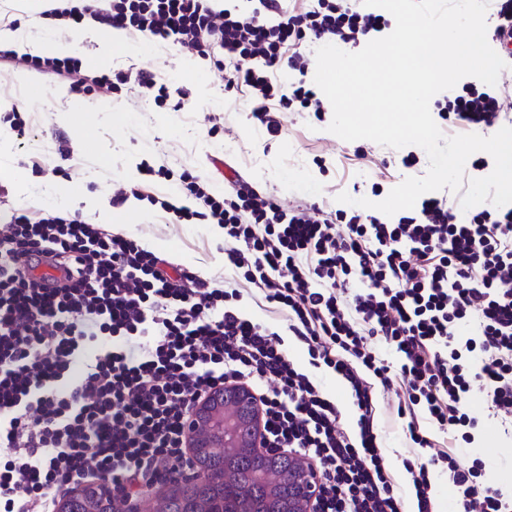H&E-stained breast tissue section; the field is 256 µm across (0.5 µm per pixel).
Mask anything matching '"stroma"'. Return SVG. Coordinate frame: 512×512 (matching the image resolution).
Masks as SVG:
<instances>
[{"label":"stroma","mask_w":512,"mask_h":512,"mask_svg":"<svg viewBox=\"0 0 512 512\" xmlns=\"http://www.w3.org/2000/svg\"><path fill=\"white\" fill-rule=\"evenodd\" d=\"M183 49L161 39L143 42L130 38L127 45L112 51V72L127 75L120 92L96 89L64 97L68 82L28 67L0 74V135L7 147L0 150V223L7 222L10 208L32 213L55 209L53 190L62 184L81 186L87 193L111 204L112 192L121 186L142 191L135 208L127 214L124 234L134 236L152 250L165 253L213 284L223 283L231 272L224 267V242L215 238L208 224H178L149 198L170 190L161 180L151 184L142 175L125 178L124 168L148 164L173 173L192 168L207 188L227 186L224 167H231L258 189L272 192L287 207L316 204L345 216L359 214L355 201L383 200L390 190L409 176H423L428 156L417 146L401 149L381 146L370 140L344 141L328 132L333 116L331 104L321 114L288 109L280 116L282 134H264L251 118L248 90L227 95L226 72L210 61H201L197 73L183 70ZM154 72L171 88L182 89L187 103H156L138 88L137 71ZM42 85L44 96L28 101L32 125L25 136L11 127L9 115L23 98L29 82ZM413 155L414 163L403 166L401 159ZM23 176L37 196L21 194L15 181ZM348 193L351 203L339 202ZM285 347L298 368L312 372L317 384L336 401L344 413L353 405L347 384L339 383L327 368L312 369L309 356L294 337ZM399 387L378 389V429L385 463L399 487H406V458L416 450L406 439L397 419ZM470 412L481 419L494 438L485 433L472 444L460 445L457 455L464 463L481 460L486 482L512 491V421L492 417L481 389H473Z\"/></svg>","instance_id":"obj_1"}]
</instances>
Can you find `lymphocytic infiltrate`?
<instances>
[{
	"label": "lymphocytic infiltrate",
	"instance_id": "lymphocytic-infiltrate-1",
	"mask_svg": "<svg viewBox=\"0 0 512 512\" xmlns=\"http://www.w3.org/2000/svg\"><path fill=\"white\" fill-rule=\"evenodd\" d=\"M43 18L75 28L90 19L137 36L150 33L212 59L228 90L253 92L252 119L281 134L278 112L320 111L284 47L306 36L356 43L383 32L373 13L317 0L288 14L257 0L251 14L217 0H48ZM28 66L113 89L126 75L86 81L75 58L31 57ZM448 127H491L504 116L494 91L448 93ZM200 200L203 211L186 206ZM161 209L178 223L206 217L224 229V264L283 316L285 332L243 314L238 289L210 286L134 238L55 212L15 209L0 225V512H55L81 481L112 484L114 512L177 479L192 460L184 426L212 389L244 383L259 392L261 446L314 460L313 512H436L430 467L446 469L457 512H512V495L477 487V466L433 450L421 422L472 443L479 423L466 408L482 386L496 415L512 417V206L452 220L444 200L421 199L419 219L377 218L338 227L322 208L291 209L254 190L216 197L183 172ZM61 283L38 282L40 261ZM359 287L351 298L342 288ZM306 345L314 367L348 384L356 410L349 432L339 406L299 370L283 335ZM380 337L396 362L371 346ZM401 383L397 416L424 458L406 460L402 494L378 441L376 386Z\"/></svg>",
	"mask_w": 512,
	"mask_h": 512
}]
</instances>
